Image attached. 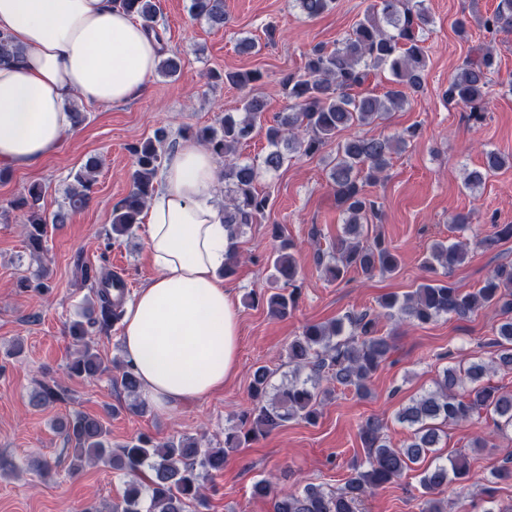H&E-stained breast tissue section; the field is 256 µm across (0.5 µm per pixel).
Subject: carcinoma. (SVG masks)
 Wrapping results in <instances>:
<instances>
[{"instance_id": "obj_1", "label": "carcinoma", "mask_w": 512, "mask_h": 512, "mask_svg": "<svg viewBox=\"0 0 512 512\" xmlns=\"http://www.w3.org/2000/svg\"><path fill=\"white\" fill-rule=\"evenodd\" d=\"M295 2L309 18L332 10L336 4V0ZM112 3L161 38L155 0ZM189 10L213 25H224V0H190ZM430 25L432 18L424 0H374L369 12L336 47L318 44L306 53L304 74L286 73L281 77L288 111L276 114L262 127L269 151L259 163L230 160L224 165L229 203L224 205L223 222L231 239H237L244 227L260 222L273 208L272 195L257 188L263 173L279 170L291 155L319 154L334 141L336 156L331 160L329 178L342 216L343 235L331 252L318 251L316 262L330 282L344 280L351 270L367 278L395 272L398 258L384 237L377 235L370 242L362 241L363 225L379 211L376 198L367 192L366 186L380 180L392 155L417 136V128L411 126L388 136L343 141L337 137L353 125L385 119L423 89L427 63L422 36ZM481 25L491 35L511 32L512 0H499ZM383 68L391 73L390 85L383 94L357 92L375 71ZM493 69L494 56L484 47L477 56L467 58L448 79L444 97L468 109L475 118H482ZM208 79L251 90L239 111L224 113L214 126L184 131V136L223 158L252 137L257 121L266 112L265 99L253 93L262 73L211 72ZM167 151L162 131L130 148V189L113 206L109 239L128 236L141 223V215L157 190L156 178ZM507 163L512 164V156L488 152L484 168L466 173V188L480 187L490 172ZM98 168V160L92 158L74 175L63 206L50 220L40 206L43 186L38 183L29 185L24 195L10 202V207L24 211V235L29 250L44 251L48 223L64 224L70 214L87 207ZM271 236L278 241L271 259L273 290L255 291L251 301L266 306L275 317H285L296 303V293L288 291L295 286L298 275L295 244L284 236L278 224L271 225ZM511 239L512 224H495L491 235L473 236V244L491 246ZM468 253L465 244L435 242L423 262L429 277L412 293L381 297L379 313L348 312L328 323L306 325L288 344L292 378L269 399L270 371L264 366L256 368L251 385L253 407L241 412L237 424L224 431V447L205 448L190 437L157 442L140 433L114 450L104 422L76 412L59 424L69 447V470L78 473L89 465L104 463L128 477L122 500L112 504L109 512H189L191 507L194 512H201L206 506L202 480L224 469L228 452L269 434L290 419L298 418L309 424L317 421L322 404L331 393L322 382L350 388L361 398L369 396V381L392 349L390 338L379 334L380 317L429 324L444 316L465 319L481 310L496 311L498 325L489 341L495 348V358L486 362L474 357L462 368H445L434 389L403 405L397 419L411 433L402 447L389 444L383 422L368 419L360 428L366 459L354 468L343 488L327 492L310 483L302 491L284 494L274 502V512H363L362 503L368 494L399 478L410 465L425 460L438 447L440 425L467 421L483 411L491 416L500 432L512 430V391L485 383L495 367L512 370V262L494 267L477 291L463 292L448 282V272L464 263ZM75 274L90 288V297L83 305L82 316L86 321L75 320L69 326L76 356L67 369L71 376L97 377L107 367L94 348L90 329L107 331L121 321L124 298L112 299L110 274L94 273L82 261L77 262ZM19 287L48 289L47 271L22 279ZM116 366L121 371V384L132 398L130 409L145 412L146 405L138 394V377L129 364L119 361ZM60 400L62 392L56 384L43 383L32 394V401L38 406ZM28 466L44 480L54 472V464L46 458L32 459ZM468 480L466 466L457 459L426 466L420 478V512H445L438 495L451 490L461 497Z\"/></svg>"}]
</instances>
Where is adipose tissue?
Returning a JSON list of instances; mask_svg holds the SVG:
<instances>
[{
	"label": "adipose tissue",
	"instance_id": "adipose-tissue-1",
	"mask_svg": "<svg viewBox=\"0 0 512 512\" xmlns=\"http://www.w3.org/2000/svg\"><path fill=\"white\" fill-rule=\"evenodd\" d=\"M0 33L21 47L0 62V166L31 167L73 130L74 101L112 105L152 78L161 44L112 0H0ZM204 146L165 164L145 209L156 274L126 305L122 341L140 398L159 412L223 389L237 370L238 320L218 272L230 245Z\"/></svg>",
	"mask_w": 512,
	"mask_h": 512
}]
</instances>
